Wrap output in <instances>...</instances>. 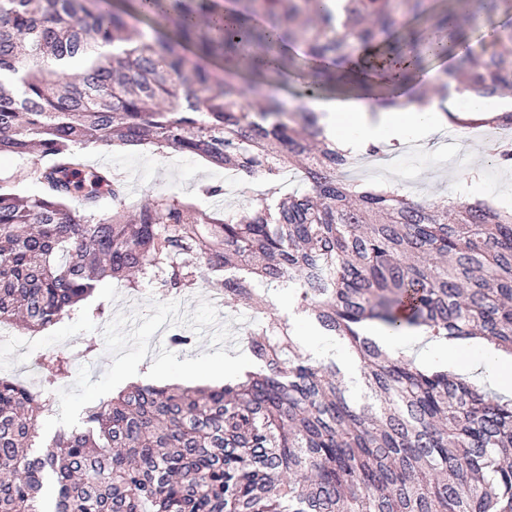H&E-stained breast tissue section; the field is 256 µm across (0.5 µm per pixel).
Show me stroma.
<instances>
[{
    "label": "stroma",
    "mask_w": 512,
    "mask_h": 512,
    "mask_svg": "<svg viewBox=\"0 0 512 512\" xmlns=\"http://www.w3.org/2000/svg\"><path fill=\"white\" fill-rule=\"evenodd\" d=\"M481 141L475 128L462 129L446 145L435 139L420 142L414 155L400 147L389 151L384 165L362 159L351 176L369 184L389 182L418 199L440 202L476 172L481 178L477 197L493 205L512 200V168L491 164ZM81 154L86 165L123 176L131 208L173 193L202 210L243 212L262 199L265 189L255 180L248 190L229 189L220 198L206 197L203 187L223 183L224 169L171 149H104L90 143ZM42 163L36 154L0 157V186L24 195L39 193L32 170ZM84 305L88 314L63 318L38 332V347L22 343L15 349L0 348L2 377H16L25 360L37 355L61 351L68 358L69 375L62 380H55L46 366L38 368L37 389L57 399L55 412L40 424L46 441L78 427L85 407L116 396L115 377L122 369L136 365L144 382L175 383V371L184 361H194L204 370L246 351V334L262 317L243 304L225 306L224 292L216 286L197 283L166 294L148 279L135 287L121 279H105ZM97 306L104 308L103 316L91 315ZM177 333L190 336V343L173 346L170 338Z\"/></svg>",
    "instance_id": "35a3bbf8"
}]
</instances>
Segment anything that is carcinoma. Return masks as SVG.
Instances as JSON below:
<instances>
[{
    "label": "carcinoma",
    "mask_w": 512,
    "mask_h": 512,
    "mask_svg": "<svg viewBox=\"0 0 512 512\" xmlns=\"http://www.w3.org/2000/svg\"><path fill=\"white\" fill-rule=\"evenodd\" d=\"M214 2L0 0V155L50 158L33 170L40 193L0 187V324L43 329L106 277L153 271L178 288L197 272L168 260L194 255L224 272L227 304L260 314L261 285L291 289L297 311L357 356L375 404L353 403L335 362L304 353L279 319L251 333L260 371L210 390L132 386L40 449L54 398L0 377V512H512V397L390 354L365 329L479 337L512 354V209L343 179L349 154L316 113L283 108L280 79L257 85L251 108L234 77L261 43L274 57L256 59L260 73L299 46L308 61L401 81L450 54L438 33L395 42L429 0H233L230 18ZM471 6L493 50L464 47L447 76L486 96L512 90V22L498 21L512 0ZM171 11L172 36L148 22ZM347 84L318 71L298 96ZM451 121L511 127L512 112ZM88 142L202 155L264 179L265 203L207 215L162 195L130 211L124 183L82 162ZM288 168L306 188L282 197Z\"/></svg>",
    "instance_id": "carcinoma-1"
}]
</instances>
